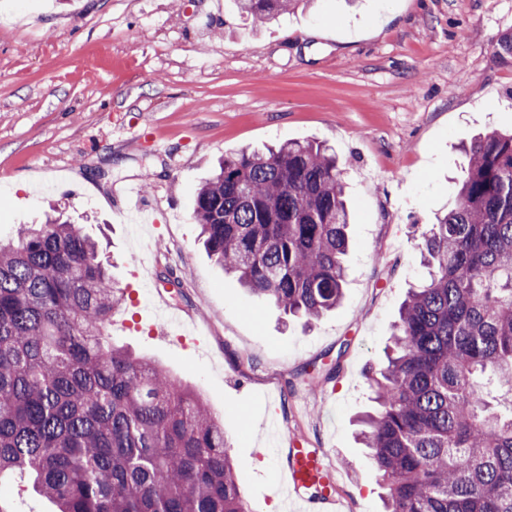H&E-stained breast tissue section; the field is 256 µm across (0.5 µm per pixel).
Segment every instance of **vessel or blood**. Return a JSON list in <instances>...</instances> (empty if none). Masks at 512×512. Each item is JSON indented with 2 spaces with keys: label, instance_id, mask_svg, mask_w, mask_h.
Instances as JSON below:
<instances>
[{
  "label": "vessel or blood",
  "instance_id": "vessel-or-blood-1",
  "mask_svg": "<svg viewBox=\"0 0 512 512\" xmlns=\"http://www.w3.org/2000/svg\"><path fill=\"white\" fill-rule=\"evenodd\" d=\"M278 489L301 501L308 512H321L334 500L336 483L331 466L316 448L291 440L285 448Z\"/></svg>",
  "mask_w": 512,
  "mask_h": 512
}]
</instances>
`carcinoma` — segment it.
I'll list each match as a JSON object with an SVG mask.
<instances>
[{"mask_svg": "<svg viewBox=\"0 0 512 512\" xmlns=\"http://www.w3.org/2000/svg\"><path fill=\"white\" fill-rule=\"evenodd\" d=\"M264 24L304 0H234ZM455 205L420 232L410 289L362 441L385 512H512V131L474 137ZM193 217L252 293L311 322L343 296L349 213L320 142L224 157ZM125 302L80 224L0 242V476L27 472L57 512H253L224 421L155 363L109 343Z\"/></svg>", "mask_w": 512, "mask_h": 512, "instance_id": "obj_1", "label": "carcinoma"}]
</instances>
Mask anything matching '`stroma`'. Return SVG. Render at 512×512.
<instances>
[{"label": "stroma", "instance_id": "1", "mask_svg": "<svg viewBox=\"0 0 512 512\" xmlns=\"http://www.w3.org/2000/svg\"><path fill=\"white\" fill-rule=\"evenodd\" d=\"M510 30L512 0H313L261 25L233 0H0V239L52 212L83 223L126 292L109 342L223 418L257 512H285L269 487L295 437L342 471V512H382L357 437L366 373L425 275L417 231L454 206L463 145L512 129V65L491 53ZM289 140L335 149L352 213L344 298L310 326L224 275L193 219L219 160ZM172 312L190 332L158 335ZM0 500L55 512L26 473L0 477Z\"/></svg>", "mask_w": 512, "mask_h": 512}]
</instances>
